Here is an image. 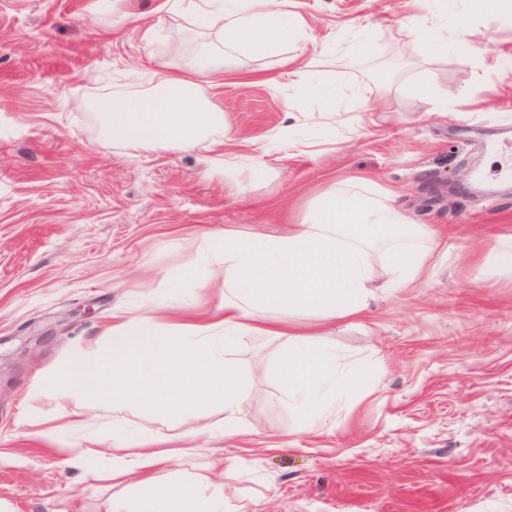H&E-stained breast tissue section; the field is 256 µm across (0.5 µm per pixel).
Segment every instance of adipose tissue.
Here are the masks:
<instances>
[{"instance_id":"obj_1","label":"adipose tissue","mask_w":512,"mask_h":512,"mask_svg":"<svg viewBox=\"0 0 512 512\" xmlns=\"http://www.w3.org/2000/svg\"><path fill=\"white\" fill-rule=\"evenodd\" d=\"M161 8L183 17L205 16L210 37L200 42L188 75L160 74L158 85L135 100L105 108L110 140L131 148L190 149L223 126V112L204 95L198 79L235 74L236 55L278 56L283 75L265 79L276 88L285 76L303 80L302 63L318 50L310 24L289 11L288 0H163ZM420 231L397 193L383 188L366 202L328 193L309 222L289 225L275 238L232 230L212 236L206 252L230 273L232 286L208 321L165 325L141 311L122 313L104 331L111 354L91 360L76 353L47 393L60 399L61 412L74 425L85 422L89 396L106 399L117 411L134 395L164 415L178 404L205 407L216 395L224 401V433L236 436L235 415L246 385L239 365L215 341L246 333L283 336L289 349L279 360L278 376L288 400L321 420L336 395L335 355L299 344L296 332L254 317L253 309L307 310L320 318L354 314L373 282L402 285L407 275H419L425 262L421 254L402 250L375 264L371 239H404ZM131 357L140 360L139 371H128ZM138 512L212 510L193 486L174 483L142 499Z\"/></svg>"}]
</instances>
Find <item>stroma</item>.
<instances>
[{"label":"stroma","instance_id":"stroma-1","mask_svg":"<svg viewBox=\"0 0 512 512\" xmlns=\"http://www.w3.org/2000/svg\"><path fill=\"white\" fill-rule=\"evenodd\" d=\"M158 2L0 0V512H135L216 454L226 475L201 493L220 512H512V272L495 262L512 238V69L497 64L512 55V14L430 0L426 18L445 34L461 21L483 32L470 56L433 57L395 31L405 0H295L328 44L308 58L307 82L334 94L260 83L257 74L279 72L274 56L242 59L244 78L208 88L268 166L238 193L211 137L190 150L105 143L100 107L154 84L145 56L178 72L200 42L185 18L157 19ZM365 40L372 52H350ZM433 77L447 106L417 105L415 87ZM302 100L335 123L298 126L311 152L269 146ZM381 186L427 232L377 242L373 259L423 252L420 276L374 285L358 314L326 324L306 310L259 311L318 331L343 357L325 424L302 431L278 378L288 346L276 336L225 347L249 387L240 436L209 437L224 420L219 398L167 415L92 399L83 432L52 400L33 401L76 348L104 351L113 314L141 307L161 283L169 302L208 316L224 278L202 261L207 236H275L324 191L372 198ZM31 413L68 440L91 434L99 456L63 465L59 447L19 426ZM144 434L161 458L147 482L111 475L114 438Z\"/></svg>","mask_w":512,"mask_h":512}]
</instances>
